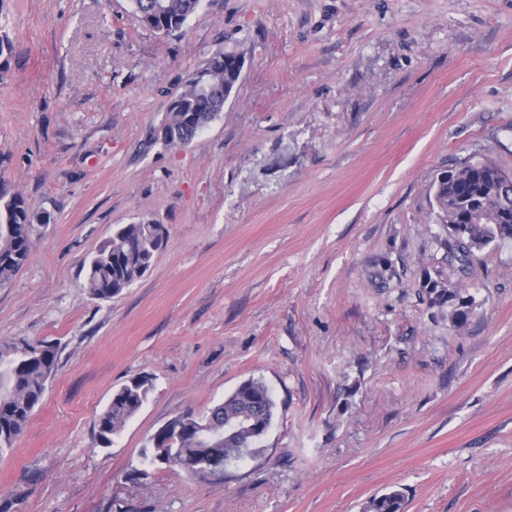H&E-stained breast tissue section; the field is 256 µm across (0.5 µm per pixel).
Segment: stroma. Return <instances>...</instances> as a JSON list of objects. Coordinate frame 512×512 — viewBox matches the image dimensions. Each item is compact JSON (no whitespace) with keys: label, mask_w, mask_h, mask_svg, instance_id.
<instances>
[{"label":"stroma","mask_w":512,"mask_h":512,"mask_svg":"<svg viewBox=\"0 0 512 512\" xmlns=\"http://www.w3.org/2000/svg\"><path fill=\"white\" fill-rule=\"evenodd\" d=\"M0 194L43 216L0 286V339L57 344L0 455V512H512V241L467 277L430 201L442 172L512 173V0H201L163 37L128 0H0ZM245 67L188 145L157 141L217 49ZM148 217L168 243L108 300L81 264ZM464 280L467 328L423 271ZM112 446L94 423L132 378ZM276 401L253 459L203 479L143 464L171 419L241 382ZM152 389L148 378L137 377L112 394V400L99 415L96 433L99 443L109 447L123 432L126 424L147 402ZM404 493L392 489L380 495H374L365 506L367 512H403Z\"/></svg>","instance_id":"obj_1"}]
</instances>
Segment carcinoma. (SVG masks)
<instances>
[{"label": "carcinoma", "mask_w": 512, "mask_h": 512, "mask_svg": "<svg viewBox=\"0 0 512 512\" xmlns=\"http://www.w3.org/2000/svg\"><path fill=\"white\" fill-rule=\"evenodd\" d=\"M197 12L194 0H132L131 13L143 27L168 36L182 30ZM238 54L217 50L185 80L174 97L163 126L170 138L163 144L185 146L224 111L221 91L231 94L239 82ZM212 94H206V90ZM432 210L443 235L448 264L464 271L478 253L492 244L512 240V175L494 161L482 158L444 172L432 184ZM42 216L28 207L21 194L0 196V285L27 262L34 225ZM167 239L164 225L150 219L122 224L87 261L83 287L95 299H110L140 279L150 268ZM429 306L448 307L450 327L464 330L475 309V298L460 282L434 278L423 272ZM57 367V346L25 338L0 340V453L13 448L40 404L47 382ZM150 380L137 377L112 394L96 422L97 439L109 447L126 424L147 402ZM276 403L269 386L250 378L240 383L220 404L202 415L193 412L179 419L180 432L157 430L142 451L149 463L154 450L185 459L192 476L218 473L226 449L238 462L253 458L272 426ZM404 493L392 489L374 495L366 512H403Z\"/></svg>", "instance_id": "1"}]
</instances>
